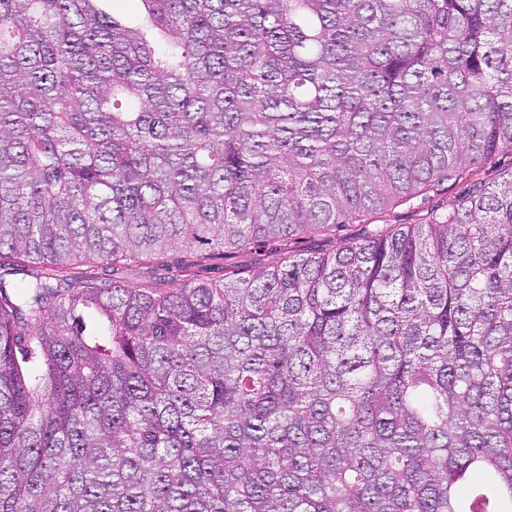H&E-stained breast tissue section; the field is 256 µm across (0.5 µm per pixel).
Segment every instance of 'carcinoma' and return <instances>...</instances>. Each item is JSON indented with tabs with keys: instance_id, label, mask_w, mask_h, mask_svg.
<instances>
[{
	"instance_id": "obj_1",
	"label": "carcinoma",
	"mask_w": 512,
	"mask_h": 512,
	"mask_svg": "<svg viewBox=\"0 0 512 512\" xmlns=\"http://www.w3.org/2000/svg\"><path fill=\"white\" fill-rule=\"evenodd\" d=\"M103 2L0 0V512H512V0ZM462 191V184L454 185L448 188V191H443L440 195H433V193L419 196L412 201L411 207L409 205H402L392 209L391 223L392 224H415L418 222V216H413L415 211H426L427 209L440 205L443 208H449L459 197ZM281 243H265L245 252L228 256L226 260L218 257L211 262V266L203 271V277L219 280L224 278V263L238 265L245 269H260L275 263L281 257Z\"/></svg>"
}]
</instances>
